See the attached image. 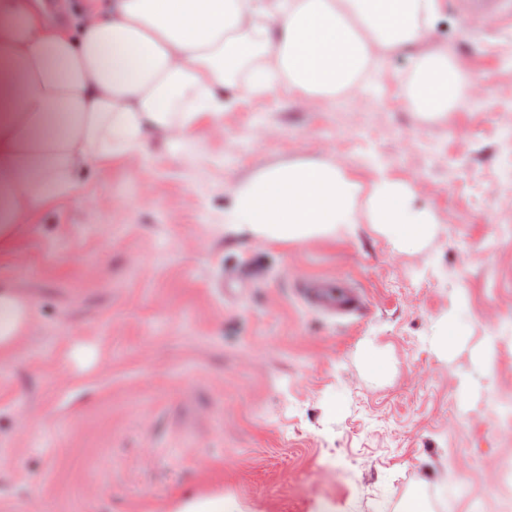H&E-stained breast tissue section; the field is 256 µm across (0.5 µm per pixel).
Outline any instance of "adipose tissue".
Returning <instances> with one entry per match:
<instances>
[{
	"mask_svg": "<svg viewBox=\"0 0 512 512\" xmlns=\"http://www.w3.org/2000/svg\"><path fill=\"white\" fill-rule=\"evenodd\" d=\"M437 15V0H83L59 24L30 0H0V250L91 166L222 115L228 90L333 99L383 54L410 51L407 109L435 118L464 105L467 77L447 47L419 48ZM363 217L401 248L434 233L407 184L365 185L329 158L261 169L224 208L227 230L274 243L347 233ZM32 323L28 299L0 282V353Z\"/></svg>",
	"mask_w": 512,
	"mask_h": 512,
	"instance_id": "1",
	"label": "adipose tissue"
}]
</instances>
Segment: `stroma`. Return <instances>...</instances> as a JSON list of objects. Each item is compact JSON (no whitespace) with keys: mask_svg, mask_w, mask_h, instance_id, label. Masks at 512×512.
<instances>
[{"mask_svg":"<svg viewBox=\"0 0 512 512\" xmlns=\"http://www.w3.org/2000/svg\"><path fill=\"white\" fill-rule=\"evenodd\" d=\"M438 10L436 42L481 101L407 111L400 55L360 105L240 96L180 145L94 169L0 252L33 314L0 358V512H512V21ZM322 157L408 184L433 237L225 232L235 182ZM317 277L360 292L359 310L310 307ZM449 319L462 337L443 355Z\"/></svg>","mask_w":512,"mask_h":512,"instance_id":"obj_1","label":"stroma"}]
</instances>
